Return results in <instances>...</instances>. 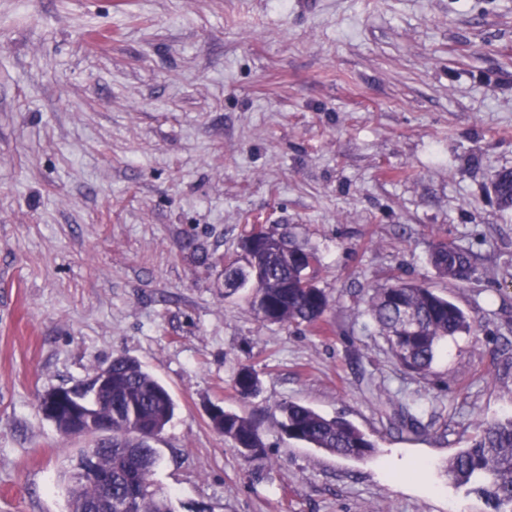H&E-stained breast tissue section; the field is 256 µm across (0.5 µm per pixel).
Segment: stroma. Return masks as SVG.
Here are the masks:
<instances>
[{
	"label": "stroma",
	"instance_id": "stroma-1",
	"mask_svg": "<svg viewBox=\"0 0 512 512\" xmlns=\"http://www.w3.org/2000/svg\"><path fill=\"white\" fill-rule=\"evenodd\" d=\"M507 169L512 0H0V512H67L92 442L39 398L119 356L176 404L154 475L175 512H490L444 467L512 413ZM256 222L317 254L319 325L226 294ZM440 239L472 280L439 277ZM395 279L470 318L428 373L367 312ZM285 400L376 454L288 439ZM216 406L260 422L263 460L213 429ZM236 394L242 399L257 396L260 390V380L256 372L249 366L241 367L233 380Z\"/></svg>",
	"mask_w": 512,
	"mask_h": 512
}]
</instances>
